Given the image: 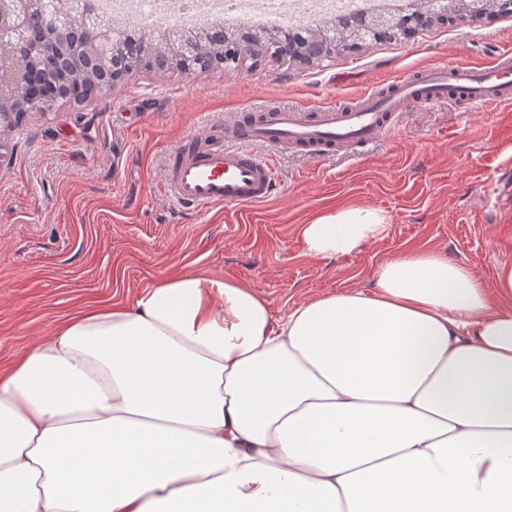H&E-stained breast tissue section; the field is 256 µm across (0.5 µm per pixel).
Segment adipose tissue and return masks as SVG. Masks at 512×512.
I'll use <instances>...</instances> for the list:
<instances>
[{"label": "adipose tissue", "instance_id": "obj_1", "mask_svg": "<svg viewBox=\"0 0 512 512\" xmlns=\"http://www.w3.org/2000/svg\"><path fill=\"white\" fill-rule=\"evenodd\" d=\"M380 209L300 227L311 256ZM0 512H512V264L435 251L273 316L180 272L0 370Z\"/></svg>", "mask_w": 512, "mask_h": 512}]
</instances>
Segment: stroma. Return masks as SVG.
<instances>
[{
	"mask_svg": "<svg viewBox=\"0 0 512 512\" xmlns=\"http://www.w3.org/2000/svg\"><path fill=\"white\" fill-rule=\"evenodd\" d=\"M508 48L512 18L491 16L289 70L257 59L238 71H136L108 97L28 114L0 168V370L75 311L132 303L178 271L247 282L276 316L370 289L375 269L404 251L441 252L493 286L497 266L512 263V219L506 188L489 187L478 166L512 179V136L493 123L512 105H419L361 157H280L275 194L244 208L174 206L163 157L207 118L354 99L413 70L484 65ZM348 204L385 211L384 236L350 254H306L301 224Z\"/></svg>",
	"mask_w": 512,
	"mask_h": 512,
	"instance_id": "stroma-1",
	"label": "stroma"
}]
</instances>
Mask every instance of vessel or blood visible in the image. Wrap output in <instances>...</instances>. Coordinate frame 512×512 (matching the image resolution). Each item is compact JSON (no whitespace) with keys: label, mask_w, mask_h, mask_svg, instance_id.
<instances>
[{"label":"vessel or blood","mask_w":512,"mask_h":512,"mask_svg":"<svg viewBox=\"0 0 512 512\" xmlns=\"http://www.w3.org/2000/svg\"><path fill=\"white\" fill-rule=\"evenodd\" d=\"M458 98L472 108L511 104L512 52L485 66L451 62L404 75L384 92L332 100L312 113L270 106L211 121L166 155L165 194L178 205L200 209L259 204L276 190V157H359L373 151L414 106ZM260 146L265 154H257Z\"/></svg>","instance_id":"b4317fda"}]
</instances>
